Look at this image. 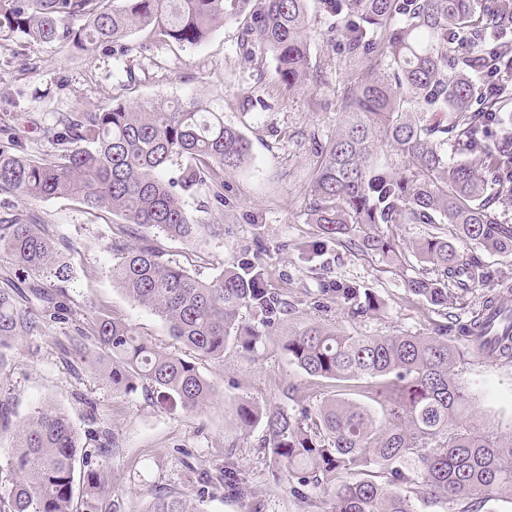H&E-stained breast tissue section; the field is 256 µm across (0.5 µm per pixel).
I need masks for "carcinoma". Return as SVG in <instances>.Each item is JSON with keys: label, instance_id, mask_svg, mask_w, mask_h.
<instances>
[{"label": "carcinoma", "instance_id": "cac0c4a2", "mask_svg": "<svg viewBox=\"0 0 512 512\" xmlns=\"http://www.w3.org/2000/svg\"><path fill=\"white\" fill-rule=\"evenodd\" d=\"M310 0H0V34H22L83 50L147 29L156 44L196 47L241 15L246 35L267 46L280 81L289 89L314 79L309 68ZM337 18L339 52L350 66L376 63L375 72L347 87L336 137L317 152L306 208L317 235L300 244L312 261L328 244L346 239L353 250L397 259L395 235L367 229L427 224L433 232L413 251L437 277H412L408 289L445 307L453 291L469 293L492 277L468 242L490 254L512 256V177L504 161L512 146L503 132L511 99L491 106L477 96L473 76L496 65L512 69V0H318ZM86 19L81 29L66 21ZM495 111H490V108ZM52 150L24 152L8 134L0 145V190L31 200L75 197L128 225L137 244H115L112 282L149 309L172 336L198 355L224 359L232 346L255 351L294 307L267 287L260 253L242 254L236 266L201 279L165 258L143 230L190 240L194 223L182 193L210 181L224 205V174L245 165L250 144L220 112L195 101L130 104L117 98L93 112L59 118L48 129ZM468 159L456 160L455 153ZM179 174L163 172L173 161ZM0 250L12 257L0 288V368L6 350L45 323L66 325L72 311L60 300L73 278L70 241L37 217L0 218ZM55 279L48 291L30 275ZM323 295L353 320L377 312L383 301L356 284L329 280ZM244 309L258 324L240 319ZM459 333L489 358L512 361V310L501 295L483 297ZM71 351L100 365L112 389L139 392L186 412L204 411L214 384L195 363L157 350L127 322L101 315L91 335L78 328ZM288 361L308 376L337 383L335 394L296 408L239 403L242 429L262 424L261 449L275 466L274 480L314 507L312 491L332 494L331 512H415L412 498L443 501L448 512H479L494 497L512 498V433L470 424L471 397L458 385L460 355L442 336H358L308 321L281 340ZM13 430L12 486L0 494V512H79L74 508L76 464L83 466L89 499L107 486L95 456L113 446L112 433L92 428L97 454L84 450L65 411L45 405L13 420L0 403V431ZM224 488L246 490L238 463L226 459ZM205 492L191 501L153 494L144 512H204Z\"/></svg>", "mask_w": 512, "mask_h": 512}]
</instances>
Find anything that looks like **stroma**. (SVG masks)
<instances>
[{"label":"stroma","mask_w":512,"mask_h":512,"mask_svg":"<svg viewBox=\"0 0 512 512\" xmlns=\"http://www.w3.org/2000/svg\"><path fill=\"white\" fill-rule=\"evenodd\" d=\"M315 30L310 43V68L321 72L320 83L286 91L280 84L272 53L244 40L245 20L230 23L194 48L177 45L143 51L147 31H132L108 45L86 51L19 35L0 37V128L21 137L28 154L47 153L46 137L58 114L89 112L112 99L146 101L194 100L223 113L225 124L251 143V159L224 177V203L215 205L214 188L203 184L184 194V207L198 224H220L223 235L200 233L190 242L150 231L167 258L201 278L231 267L240 253L265 247L267 285L294 305L277 334L266 337L254 353L244 356L227 348L223 361L199 357L177 342L161 320L131 301L112 284V245L124 238L118 217L91 211L78 200L32 201L0 191V216L33 212L75 246V279L64 301L76 325H55L44 333L22 337L8 352L0 370V401L16 416L52 404L80 419L77 395L94 399L98 421L111 428L115 445L102 461L112 491L95 503V512H143L151 494L176 493L195 498L200 472L223 468L233 456L250 488L233 498L223 485L211 483L205 512H301L272 477V465L261 453L262 425L237 428L232 407L242 400L258 405L293 408L289 387L308 389L322 397L332 384L314 385L280 349V337L307 320L339 323L345 331L366 335L403 333L431 336L443 325L468 321L479 308L487 287L455 298L444 312L410 293L409 278L423 268L414 254L393 263L381 255L359 252L334 242L329 246V278L346 280L375 292L383 307L362 320L344 318L336 308H317L322 278L311 272L297 250L312 239L317 227L306 209L313 173L314 144L327 142L341 123L344 86L365 76L368 67L351 69L338 51L334 18L310 6ZM123 319L157 349L195 362L216 387V396L201 413L151 402L144 395L112 390L99 374L69 355L74 327L92 329L98 316ZM454 343L465 351L463 337ZM456 380L471 395L475 422L503 434L512 433V362L488 363L467 355Z\"/></svg>","instance_id":"stroma-1"}]
</instances>
